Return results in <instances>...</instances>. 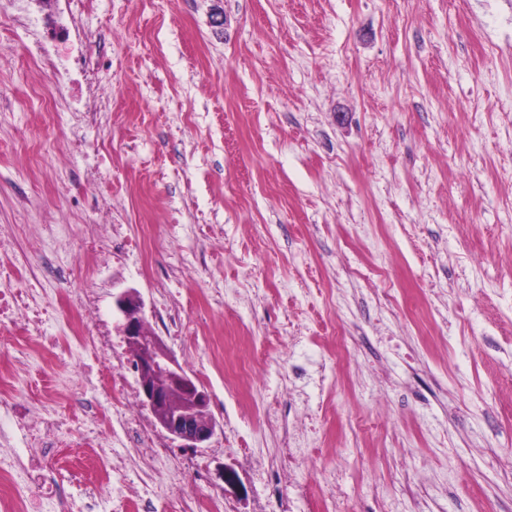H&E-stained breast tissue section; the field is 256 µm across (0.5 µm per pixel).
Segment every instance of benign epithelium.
Returning <instances> with one entry per match:
<instances>
[{
  "mask_svg": "<svg viewBox=\"0 0 512 512\" xmlns=\"http://www.w3.org/2000/svg\"><path fill=\"white\" fill-rule=\"evenodd\" d=\"M115 307L132 352L142 403L155 427L181 448L208 447L217 427L207 416L208 394L178 363L161 337L144 331L145 303L137 291L128 289L116 295Z\"/></svg>",
  "mask_w": 512,
  "mask_h": 512,
  "instance_id": "obj_1",
  "label": "benign epithelium"
}]
</instances>
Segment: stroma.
Instances as JSON below:
<instances>
[{
  "mask_svg": "<svg viewBox=\"0 0 512 512\" xmlns=\"http://www.w3.org/2000/svg\"><path fill=\"white\" fill-rule=\"evenodd\" d=\"M213 5L20 0L98 63L57 90L89 109L65 127L0 22V289L41 315L0 329V431L65 421L69 492L118 512L90 479L102 376L138 395L133 288L218 423L172 454L232 512H512V0Z\"/></svg>",
  "mask_w": 512,
  "mask_h": 512,
  "instance_id": "obj_1",
  "label": "stroma"
}]
</instances>
